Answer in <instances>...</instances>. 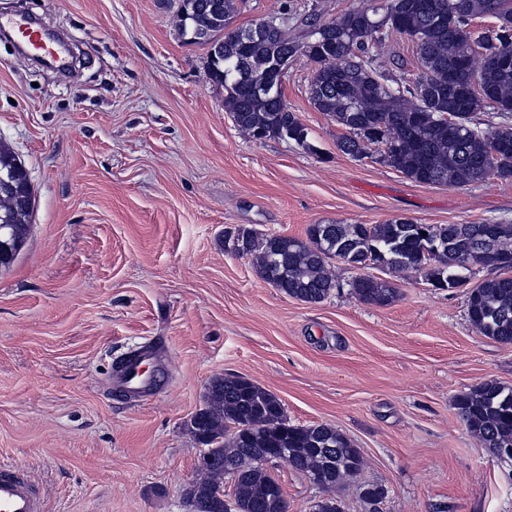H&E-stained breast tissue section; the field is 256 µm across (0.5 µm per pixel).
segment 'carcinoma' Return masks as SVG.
<instances>
[{"label": "carcinoma", "mask_w": 512, "mask_h": 512, "mask_svg": "<svg viewBox=\"0 0 512 512\" xmlns=\"http://www.w3.org/2000/svg\"><path fill=\"white\" fill-rule=\"evenodd\" d=\"M417 2L385 0L330 20L310 13L296 34L285 20H260L232 35L224 26L237 11L235 0H182L178 29L190 43L208 47V76L224 88V109L253 138L313 149L284 99L279 72L290 60L308 58L314 64L310 102L345 130L338 141L343 153L382 162L425 185L512 180V0H431L429 12ZM485 15L495 25L472 29ZM390 32L415 46V78L378 69ZM481 110L506 121L484 131L474 123ZM19 166L0 142V247L13 256L30 235L33 210V189L23 201L16 193ZM224 247L253 257L265 282L310 304L339 287L328 270L332 258L355 268L419 273L440 289L463 285L464 271L487 269L491 276L468 291V318L482 335L512 344V224H311L304 239L238 227L224 234ZM351 288L361 302L376 306L390 304L397 293L371 277L355 279ZM454 406L483 447L495 455L512 450V387L486 381L458 395ZM190 427L210 451L185 492L192 512H287L282 486L259 464L266 454L279 453L293 469L318 477L328 493L364 465L334 427L290 423L275 394L237 375L209 381L204 408ZM226 466L239 472L229 510Z\"/></svg>", "instance_id": "obj_1"}]
</instances>
